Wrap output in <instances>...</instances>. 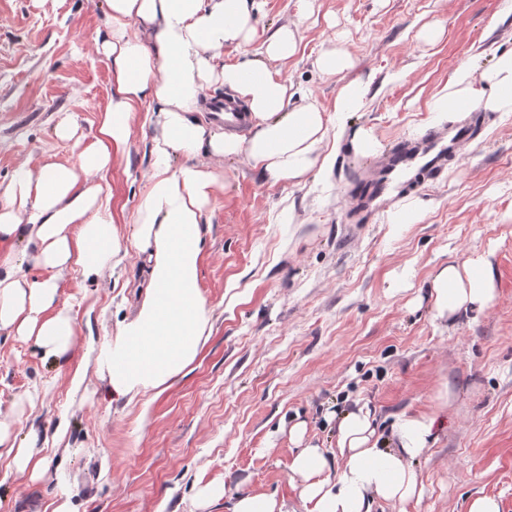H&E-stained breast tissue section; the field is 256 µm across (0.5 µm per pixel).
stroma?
<instances>
[{
	"instance_id": "35a3bbf8",
	"label": "stroma",
	"mask_w": 512,
	"mask_h": 512,
	"mask_svg": "<svg viewBox=\"0 0 512 512\" xmlns=\"http://www.w3.org/2000/svg\"><path fill=\"white\" fill-rule=\"evenodd\" d=\"M265 0L257 39L225 60L262 57L278 28L296 30V55L273 62L290 107L324 114L321 165L277 180L245 156L199 153L218 176L201 222L198 284L206 342L160 393L113 400L98 365L103 346L136 312L147 264L130 249L116 271L59 282L77 342L67 359L0 331V425L39 439L37 473L0 459V512H232L242 493L298 506L290 463L315 445L339 454L342 415L367 406L379 437L401 414L440 411L436 441L414 460L421 499L371 512H469L494 499L512 512V114L476 109L481 132L445 175L401 184L369 224H351L344 189L380 148L453 124L463 114L432 103L457 74L480 75L512 50V0ZM109 31L106 0H0V186L22 163H76L55 126L65 116L94 141L115 92L95 40ZM346 51L351 68L321 72L322 54ZM366 89L355 112L335 109L341 86ZM143 102L124 152L106 176L119 231L133 239L159 130ZM418 221L392 224L405 204ZM489 255L495 300L479 316L435 318L430 280L445 264ZM449 391L438 406L437 392ZM223 487L202 502L200 490Z\"/></svg>"
}]
</instances>
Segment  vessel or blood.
<instances>
[{
  "mask_svg": "<svg viewBox=\"0 0 512 512\" xmlns=\"http://www.w3.org/2000/svg\"><path fill=\"white\" fill-rule=\"evenodd\" d=\"M209 110L228 127L241 126L245 120L243 106L229 97L212 101ZM479 131L474 122L433 129L419 139L399 142L375 158L348 185L356 221L370 223L380 203L391 195L394 182L403 175L414 172L426 180L441 178L448 163L458 157L464 144L477 138Z\"/></svg>",
  "mask_w": 512,
  "mask_h": 512,
  "instance_id": "b4317fda",
  "label": "vessel or blood"
}]
</instances>
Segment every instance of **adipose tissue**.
Wrapping results in <instances>:
<instances>
[{
    "mask_svg": "<svg viewBox=\"0 0 512 512\" xmlns=\"http://www.w3.org/2000/svg\"><path fill=\"white\" fill-rule=\"evenodd\" d=\"M112 24L101 51L110 62L116 95L93 143L79 148L78 164L49 163L39 171L20 166L0 191V330L34 338L45 355L62 358L73 347L75 326L60 300L63 272L97 275L136 247L146 254L149 279L135 316L122 323L101 354L113 399L164 390L196 359L209 321L198 288L201 220L217 176L194 164L201 150L227 159L243 155L275 178L296 180L318 162L325 137L316 106L289 108V87L270 61L298 50L295 32L278 29L265 42V60L222 64L226 46L247 44L263 0H106ZM215 80L235 91L249 110L250 134L216 133L197 104ZM157 105L161 129L153 142V174L140 207L133 244H126L104 185L114 153L123 151L143 101ZM466 111L481 107L512 112V52L496 57L478 80L467 81L451 102ZM188 164L172 167L173 155ZM27 237L46 269L38 281L22 274L10 250ZM435 317L464 311L482 314L495 298L493 265L485 255L461 266L438 268L431 280ZM438 413L399 416L392 447L375 435L367 408L346 413L338 425L341 461L332 465L316 446L303 448L291 470L304 483V512H369L372 502L403 503L418 493L411 462L439 427Z\"/></svg>",
    "mask_w": 512,
    "mask_h": 512,
    "instance_id": "1",
    "label": "adipose tissue"
}]
</instances>
